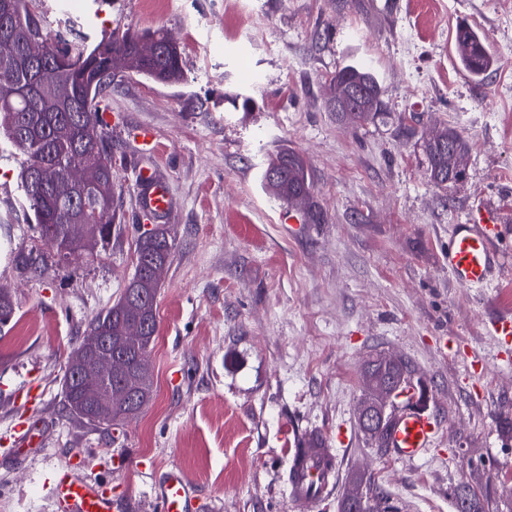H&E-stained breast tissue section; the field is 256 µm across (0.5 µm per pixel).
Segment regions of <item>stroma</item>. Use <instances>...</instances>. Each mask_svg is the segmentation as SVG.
I'll return each mask as SVG.
<instances>
[{
    "label": "stroma",
    "mask_w": 512,
    "mask_h": 512,
    "mask_svg": "<svg viewBox=\"0 0 512 512\" xmlns=\"http://www.w3.org/2000/svg\"><path fill=\"white\" fill-rule=\"evenodd\" d=\"M488 34L497 64L461 80L448 49L459 24ZM120 27L165 29L185 79L116 74L105 103L120 212L93 256L58 265L0 139V512H56L50 480L72 464L110 480L134 512H155L162 472L179 467L201 512H305L288 493V450L320 435L338 449L333 496L375 479L398 512H456L480 490L485 512H512V338L484 323L512 306V0H78L62 38L93 43ZM369 65L389 113L355 126L331 100L338 69ZM250 97L242 110L234 98ZM452 129L468 144L463 179L434 186L424 141ZM151 130L143 145L142 130ZM308 163L312 203L273 199L269 154ZM168 185L160 218L175 238L148 350L153 399L135 419L91 425L64 406L62 377L88 322L135 272L150 223L140 168ZM479 205L499 212L502 269L465 288L444 251ZM43 260L37 273L23 265ZM403 356L429 389L439 434L420 461L371 448L357 422L376 353ZM38 445L13 447L20 423Z\"/></svg>",
    "instance_id": "obj_1"
}]
</instances>
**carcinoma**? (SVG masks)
Masks as SVG:
<instances>
[{"instance_id":"1","label":"carcinoma","mask_w":512,"mask_h":512,"mask_svg":"<svg viewBox=\"0 0 512 512\" xmlns=\"http://www.w3.org/2000/svg\"><path fill=\"white\" fill-rule=\"evenodd\" d=\"M22 8L24 16L18 24L12 23L0 10V39L12 40L19 53L31 40L38 39L46 59L53 61L56 55L62 54L69 57L70 64L63 70L55 65L44 66L36 84L28 70L0 57V137L23 154L24 163L18 177L29 209L45 242L56 248L59 260L66 261L68 255L60 249L58 238L62 226L71 223L76 213L66 201L56 197L54 186L65 180L72 167L91 163L103 153L112 156V140L103 128L104 119L82 120L80 115L86 114L88 103L101 110V103L112 90V71L118 69L124 59L137 55V44L128 31L120 28L113 29L92 47L83 40L62 42L51 37L44 18L30 9V0H24ZM456 40L468 48V52L460 57V63L473 77L481 78L492 69L494 60L482 53L479 32L470 26H461L457 28ZM138 75L161 84L183 81L182 52L175 51L163 60L142 62ZM349 80L363 83L368 97L359 111L336 113L339 120L358 124L385 114L386 104L372 68L362 64L346 65L336 72V84ZM59 81L68 83L71 90L70 101L63 106L53 96ZM446 134L449 145L443 148L424 144L427 171L431 182L438 187L450 182L449 173L455 170L456 161L465 160L467 154V144L457 132L448 130ZM272 168L283 171L278 188L271 190L276 198L291 202L298 195H311L307 164L300 154L292 151L273 154L266 166L268 170ZM102 185L105 193L100 195L101 210L111 211V220L100 228V238L104 241L111 237L116 219L117 197L112 170L103 174ZM173 248L174 237L167 227L162 226L139 237L136 260H168ZM134 290L144 294L138 307L143 319L151 322L153 330L143 342L124 346L128 354L129 376L136 370L139 355L155 339L160 286L137 285ZM123 313L118 301L97 314L90 321L87 332L117 333ZM366 487L369 494L366 512H390L386 492L369 480Z\"/></svg>"}]
</instances>
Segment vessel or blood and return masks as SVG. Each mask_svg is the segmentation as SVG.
<instances>
[{
    "label": "vessel or blood",
    "instance_id": "1",
    "mask_svg": "<svg viewBox=\"0 0 512 512\" xmlns=\"http://www.w3.org/2000/svg\"><path fill=\"white\" fill-rule=\"evenodd\" d=\"M138 182L145 192L144 202L152 212L170 209L167 186L154 171L140 169ZM501 236L499 214L483 207L472 211L467 223L453 225L446 260L458 285L481 288L499 273L502 261L497 243ZM438 432L439 423L432 415L407 407L397 413L387 446L399 459L412 463L427 454ZM288 454V491L293 501L311 507L334 490L340 475V461L334 449L295 447ZM53 491L60 512L129 509L127 503L113 495L111 483L89 484L71 477L64 468L56 473ZM155 505L158 512H197V490L179 468H170L155 488Z\"/></svg>",
    "mask_w": 512,
    "mask_h": 512
}]
</instances>
